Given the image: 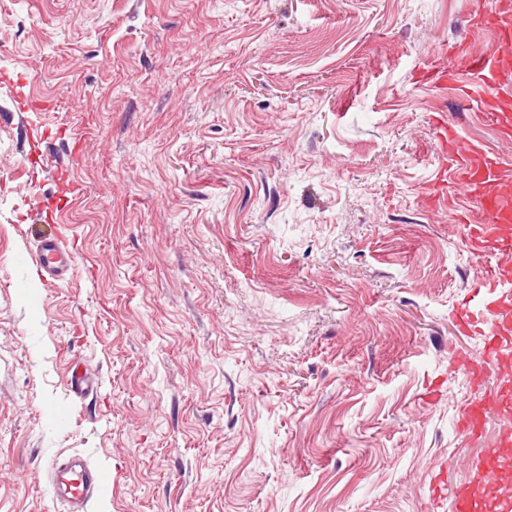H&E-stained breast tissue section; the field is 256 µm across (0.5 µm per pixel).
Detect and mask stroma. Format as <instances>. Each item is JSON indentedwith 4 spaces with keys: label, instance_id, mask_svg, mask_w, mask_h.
Returning <instances> with one entry per match:
<instances>
[{
    "label": "stroma",
    "instance_id": "stroma-1",
    "mask_svg": "<svg viewBox=\"0 0 512 512\" xmlns=\"http://www.w3.org/2000/svg\"><path fill=\"white\" fill-rule=\"evenodd\" d=\"M475 2L0 0V512H64L71 452L110 481L89 512H435L439 463L469 480L484 263L462 192L431 201L433 118L512 142L427 61L490 48ZM43 232L72 282L15 262Z\"/></svg>",
    "mask_w": 512,
    "mask_h": 512
}]
</instances>
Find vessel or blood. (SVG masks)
<instances>
[{
	"mask_svg": "<svg viewBox=\"0 0 512 512\" xmlns=\"http://www.w3.org/2000/svg\"><path fill=\"white\" fill-rule=\"evenodd\" d=\"M473 19L495 35L493 48L471 59L466 74L448 70L438 62L428 71L441 88L466 87L468 95L483 105L502 138H512V113L505 111L500 93L512 85L505 59L512 57V11L500 0H478ZM440 153L448 159L449 179L436 183L437 192L461 188L469 204L485 220L464 227L465 245L477 257L512 253V166L488 156L477 145L464 141L454 123L438 118ZM44 278L66 281L74 261L50 234L38 241L31 255ZM460 328L483 340L480 359L458 357L472 378L485 382L479 401L461 406L457 426L469 437H487L483 452L471 463V478L452 491V512H512V492L503 478L512 466V265L497 263L484 268L473 288V297L462 308ZM54 496L63 498L67 512H87L92 500L103 496L109 482L102 469L78 453L54 458L48 469Z\"/></svg>",
	"mask_w": 512,
	"mask_h": 512,
	"instance_id": "1",
	"label": "vessel or blood"
}]
</instances>
